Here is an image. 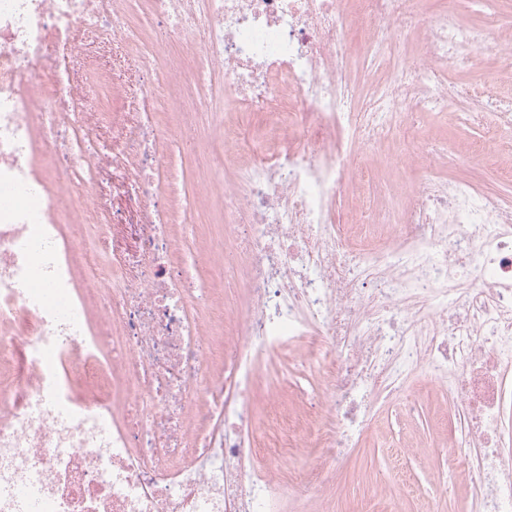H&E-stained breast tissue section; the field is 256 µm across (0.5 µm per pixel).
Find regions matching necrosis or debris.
I'll use <instances>...</instances> for the list:
<instances>
[{
	"mask_svg": "<svg viewBox=\"0 0 512 512\" xmlns=\"http://www.w3.org/2000/svg\"><path fill=\"white\" fill-rule=\"evenodd\" d=\"M118 0H0V512H279L286 480L249 473L248 439L278 424L248 389L259 358L296 338L324 410L295 446L322 451L305 490L328 492L375 422L380 395L406 409L427 371L455 404L448 466L476 484L474 512H512V202L472 165L512 129V101L455 75L494 40L512 80V7L439 0H149L166 18L142 41ZM119 45L142 74L113 167L139 201L138 261L101 244L61 248L63 227L102 225L97 129L73 89L86 42ZM190 50L158 98L160 50ZM190 156L223 154L221 201L244 310L221 315L214 349L172 263L158 115ZM473 121L486 142L407 139L418 118ZM392 176L388 203L336 221V200ZM224 362L202 378L205 363ZM447 174L450 176H466L474 180L483 189L489 190L502 197H512V181L496 180L486 168L474 167L460 169L448 163Z\"/></svg>",
	"mask_w": 512,
	"mask_h": 512,
	"instance_id": "1",
	"label": "necrosis or debris"
}]
</instances>
